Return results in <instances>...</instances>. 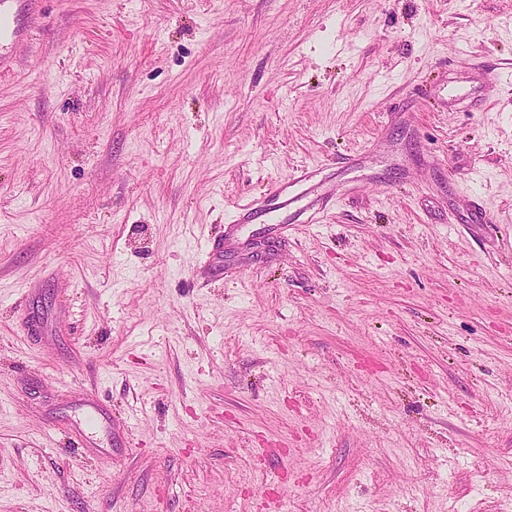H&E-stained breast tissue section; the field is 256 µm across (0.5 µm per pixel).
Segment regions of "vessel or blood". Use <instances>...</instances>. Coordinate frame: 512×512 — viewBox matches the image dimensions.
<instances>
[{
	"mask_svg": "<svg viewBox=\"0 0 512 512\" xmlns=\"http://www.w3.org/2000/svg\"><path fill=\"white\" fill-rule=\"evenodd\" d=\"M44 0H0V73L14 70L25 55L33 31L44 17ZM309 176L307 170L297 175L271 182L263 203H254L241 209L235 219L224 227V233L206 240L202 254L208 264H219L224 255L225 239L237 236L241 224L266 219L270 230L282 233L296 224L317 223L318 210L314 204L298 205L293 187Z\"/></svg>",
	"mask_w": 512,
	"mask_h": 512,
	"instance_id": "b4317fda",
	"label": "vessel or blood"
}]
</instances>
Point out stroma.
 <instances>
[{
  "label": "stroma",
  "instance_id": "stroma-1",
  "mask_svg": "<svg viewBox=\"0 0 512 512\" xmlns=\"http://www.w3.org/2000/svg\"><path fill=\"white\" fill-rule=\"evenodd\" d=\"M44 9L0 74V512H512V0ZM303 166L321 223L209 270Z\"/></svg>",
  "mask_w": 512,
  "mask_h": 512
}]
</instances>
